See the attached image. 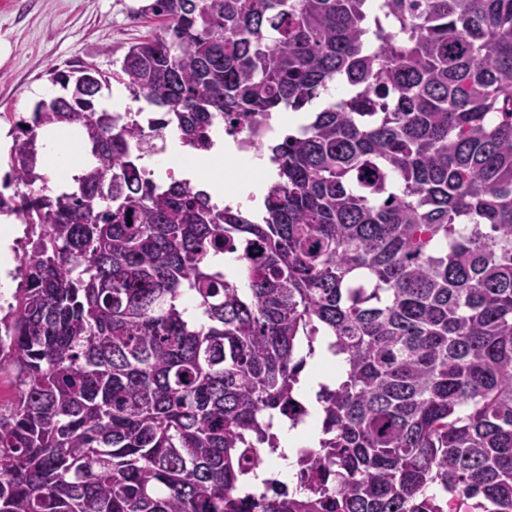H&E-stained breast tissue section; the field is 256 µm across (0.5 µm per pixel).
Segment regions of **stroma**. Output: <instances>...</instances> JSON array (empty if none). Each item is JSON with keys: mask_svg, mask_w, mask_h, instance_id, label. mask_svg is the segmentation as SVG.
Segmentation results:
<instances>
[{"mask_svg": "<svg viewBox=\"0 0 512 512\" xmlns=\"http://www.w3.org/2000/svg\"><path fill=\"white\" fill-rule=\"evenodd\" d=\"M143 0H0V131L30 118L52 70H119L128 48L161 29Z\"/></svg>", "mask_w": 512, "mask_h": 512, "instance_id": "35a3bbf8", "label": "stroma"}]
</instances>
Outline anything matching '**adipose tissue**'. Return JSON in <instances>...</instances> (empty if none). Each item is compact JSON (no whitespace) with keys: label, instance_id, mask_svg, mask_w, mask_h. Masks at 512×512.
<instances>
[{"label":"adipose tissue","instance_id":"ef3b65f1","mask_svg":"<svg viewBox=\"0 0 512 512\" xmlns=\"http://www.w3.org/2000/svg\"><path fill=\"white\" fill-rule=\"evenodd\" d=\"M83 159L77 151L72 132L65 127L47 130L42 138L41 165L46 173L57 175L61 172H72ZM146 164L157 180H166L169 171H176L182 176L195 179L201 190L209 195L212 203L223 204L230 202L241 210H249L260 203L264 194V181L274 178L267 159L258 158L253 162L254 167L264 172V179L245 180L232 190L224 188V172L212 167L208 162L183 149L179 141H172L167 154L147 159ZM343 361L335 356L328 347L317 349L315 356L310 359L302 371L303 387L307 394H315L321 385H335L341 378ZM274 430L277 433L287 456L274 459L270 469L281 471L283 477H292L296 471L294 457L297 449L316 446L320 436L319 415L311 413L297 426L288 422L275 420Z\"/></svg>","mask_w":512,"mask_h":512}]
</instances>
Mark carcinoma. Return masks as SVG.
<instances>
[{
	"label": "carcinoma",
	"instance_id": "obj_1",
	"mask_svg": "<svg viewBox=\"0 0 512 512\" xmlns=\"http://www.w3.org/2000/svg\"><path fill=\"white\" fill-rule=\"evenodd\" d=\"M160 33L120 72L14 125L29 191L20 288L0 306V512H512V0H149ZM196 151L216 119L300 112L268 146L255 222L142 173L140 131L98 106L110 78ZM81 128L93 163L33 189L39 130ZM262 246L258 260L246 252ZM233 253L236 276L210 257ZM334 337L296 487L274 418Z\"/></svg>",
	"mask_w": 512,
	"mask_h": 512
}]
</instances>
